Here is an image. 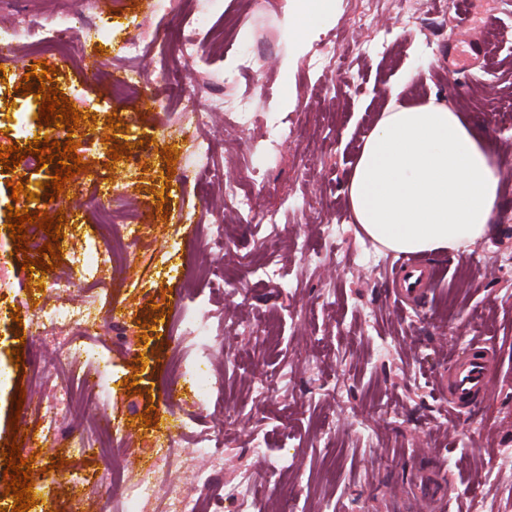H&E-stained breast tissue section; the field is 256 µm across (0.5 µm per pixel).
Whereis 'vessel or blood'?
<instances>
[{
    "instance_id": "1",
    "label": "vessel or blood",
    "mask_w": 512,
    "mask_h": 512,
    "mask_svg": "<svg viewBox=\"0 0 512 512\" xmlns=\"http://www.w3.org/2000/svg\"><path fill=\"white\" fill-rule=\"evenodd\" d=\"M400 302L416 305L435 285L434 271L415 255H398L386 269ZM495 362L494 352L482 342L470 344L456 354L447 369L437 378L436 387L447 395L453 411H462L491 396L490 370ZM414 497L424 502L428 512H446L450 487L438 480L436 474L423 470L414 480Z\"/></svg>"
}]
</instances>
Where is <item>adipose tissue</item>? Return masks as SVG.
<instances>
[{
    "mask_svg": "<svg viewBox=\"0 0 512 512\" xmlns=\"http://www.w3.org/2000/svg\"><path fill=\"white\" fill-rule=\"evenodd\" d=\"M337 0H288L301 53ZM500 165L448 106L394 105L365 138L345 187L353 219L392 253L461 251L488 234L500 206Z\"/></svg>",
    "mask_w": 512,
    "mask_h": 512,
    "instance_id": "1",
    "label": "adipose tissue"
}]
</instances>
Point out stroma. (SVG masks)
<instances>
[{"instance_id":"1","label":"stroma","mask_w":512,"mask_h":512,"mask_svg":"<svg viewBox=\"0 0 512 512\" xmlns=\"http://www.w3.org/2000/svg\"><path fill=\"white\" fill-rule=\"evenodd\" d=\"M147 0H0V31L12 30L28 17L49 18L80 12L85 25L111 16L113 44H120L136 24L150 33L174 38L182 32L180 17H151ZM286 0H266L259 10L240 11L236 42L218 52V69L237 75L250 64L241 90L252 97L257 117L244 129L225 124L216 114L215 128L224 138L223 178L236 180L247 161H261L266 179L292 197L275 224L254 230L224 213L220 188L206 202L209 215L225 216L228 247L224 281L247 280L255 258H263L274 275L226 299L223 312L238 329L224 355V385L242 412L235 436L224 454L225 479L247 478L257 512H283L285 491H292L305 512H405L413 495V478L429 469L451 475L450 512H512V0H471L468 24L478 37L468 71L455 72V9L448 0H337V11L322 23L300 56L292 54L285 25ZM367 13L388 37L378 43L356 19ZM340 42L346 56L342 69L349 82L338 80L341 68H324L322 43ZM83 52L74 43L69 64L44 54L57 66L53 85L78 89L83 96L109 101V111L82 126L94 139L128 144L120 126L131 115L152 124L160 113L175 111L180 101L169 94L114 96L107 70L84 73ZM289 68H282V61ZM288 108H281L284 97ZM441 101L488 134L491 150L503 162L501 207L493 231L464 254L427 255L436 285L416 307L402 308L386 277L388 254L358 233L347 207L344 184L365 137L391 102ZM33 95L14 85L0 87V144L28 146L35 136L51 134L38 118ZM26 116L28 135H20L16 113ZM296 124L281 152H266L267 134L283 114ZM116 128H108V119ZM324 142L326 149L312 167L300 161V147ZM141 156L143 173L120 209L118 220L129 224L147 214L150 236L136 252L122 289V321L129 342L113 343L109 357L112 379L100 405L85 414V427L97 429L123 422L129 431L126 456L116 459L128 478H136L151 455L160 430L174 427V417L161 413L141 420L158 406L157 379L166 371L177 343L169 312L175 276L160 274L154 255L170 252L171 266L182 254L174 239L193 234L179 221L181 210L195 200L193 188L159 202L168 181L160 140L129 145ZM336 227L327 237L322 225ZM310 241L321 251L312 261L303 247ZM28 309L0 306V453L9 440L24 438L34 425L35 407L47 392L30 369L44 348L28 340ZM491 344L496 362L490 373L493 394L454 414L438 394L434 379L452 353L468 343ZM22 348L16 364L13 348ZM276 375L277 389L256 398L249 390L255 375ZM23 405H16L17 394ZM17 428H10V419ZM267 434L272 447L295 450L293 472L271 475L264 459L248 451L253 433ZM23 457L44 462L67 460L84 482L58 478L41 493L53 512H102L97 495L101 476L98 458L75 456L67 449L24 443Z\"/></svg>"}]
</instances>
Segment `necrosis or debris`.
<instances>
[{
	"label": "necrosis or debris",
	"instance_id": "4bbe7bcc",
	"mask_svg": "<svg viewBox=\"0 0 512 512\" xmlns=\"http://www.w3.org/2000/svg\"><path fill=\"white\" fill-rule=\"evenodd\" d=\"M183 16L184 32L176 40L149 41L138 34L126 38L123 57L128 67L119 84L139 92L154 84L162 85L170 71L189 74L195 92L183 100L180 111L168 113L164 125L189 132L192 149L183 159L178 184L182 187L194 184L202 194L222 173L213 134L216 106L210 95L215 79L213 74L198 68L201 60L213 55L215 27L206 13ZM77 38L86 44L82 54L84 69L91 73L97 71L103 61L94 46L111 42L112 23L102 17L93 28L87 29L81 16L75 13L52 17L37 40L14 57L13 63L25 65L43 48L58 51L61 63H69L67 50ZM145 57L153 60V70L141 68L140 61ZM84 178L94 191L82 202L79 214L84 219L92 218L100 226V233L79 248L71 239L60 238L62 251L70 257V268L65 275L47 278L37 272L32 275L34 281L44 283L46 290L61 300L57 308L30 319L32 337L51 349L49 361H39L32 366L36 375L46 381L60 367L88 354L91 337L99 335L103 323L112 319L108 310L100 317H93V302L76 298V290L95 286L97 275L103 269H125L149 230L148 223L142 221L135 224L116 221L117 206L127 197L129 183L107 184L104 174L96 168L88 169ZM266 186L262 168L250 163L244 166L238 181L225 183L224 200L243 222L273 224L278 219V210L258 211L254 201L256 190ZM207 279L208 287L179 295L173 303L175 335L193 339L194 346L191 354H179L162 382V400L170 413L175 410L174 397L179 385L188 376L195 378L196 387L202 392L199 400L202 408L224 401L223 377L208 375L205 367L216 354L226 351L235 325L228 321L215 326L202 317V310L217 301L214 285L224 279L223 265L210 267ZM107 376V366L99 365L93 380L85 379L74 386L56 385L38 405V424L32 428V436L79 454L99 455L104 466L101 492L112 501L117 512H143V503L153 499L162 503V512H224L228 502L233 504V512H251L253 489L248 480L241 479L230 486L224 483V443L236 432V418L231 414H219L207 431L193 435L197 453L208 461L207 467L197 471L193 484L172 476L173 470L182 464L180 443L189 435V424L185 421L180 422L176 431L168 433L167 448L154 464L142 472L136 482H127L121 471L111 465L113 455L126 447L124 431L116 428L108 435L93 437L68 421L71 412L101 401Z\"/></svg>",
	"mask_w": 512,
	"mask_h": 512
}]
</instances>
